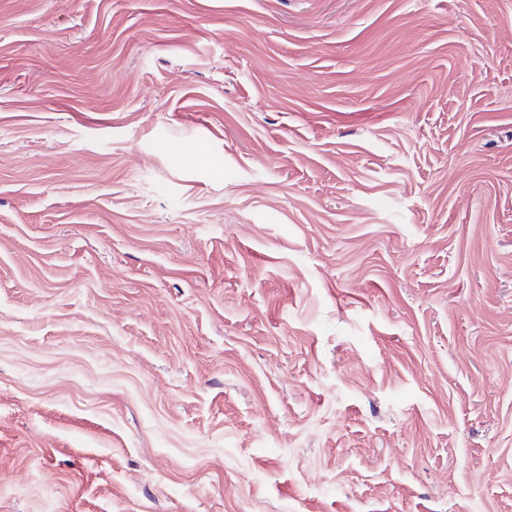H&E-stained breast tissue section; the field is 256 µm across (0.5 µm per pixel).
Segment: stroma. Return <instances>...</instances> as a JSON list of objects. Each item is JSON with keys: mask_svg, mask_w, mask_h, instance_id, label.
<instances>
[{"mask_svg": "<svg viewBox=\"0 0 512 512\" xmlns=\"http://www.w3.org/2000/svg\"><path fill=\"white\" fill-rule=\"evenodd\" d=\"M0 512H512V0H0Z\"/></svg>", "mask_w": 512, "mask_h": 512, "instance_id": "35a3bbf8", "label": "stroma"}]
</instances>
